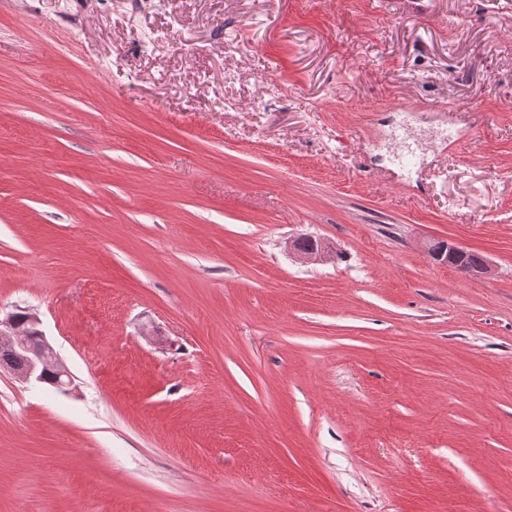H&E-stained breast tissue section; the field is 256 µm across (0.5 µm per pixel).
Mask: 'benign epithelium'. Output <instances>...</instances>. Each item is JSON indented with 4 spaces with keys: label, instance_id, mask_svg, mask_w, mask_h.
<instances>
[{
    "label": "benign epithelium",
    "instance_id": "1",
    "mask_svg": "<svg viewBox=\"0 0 512 512\" xmlns=\"http://www.w3.org/2000/svg\"><path fill=\"white\" fill-rule=\"evenodd\" d=\"M17 310L19 307L16 306L13 311L0 317V345L24 348L27 352V363L22 367H14L1 362L0 368H8L24 383L42 384L51 372L55 377L52 386L58 389L70 387L73 384L72 376L48 342L37 313L30 308L25 309V322L21 323L16 316Z\"/></svg>",
    "mask_w": 512,
    "mask_h": 512
}]
</instances>
